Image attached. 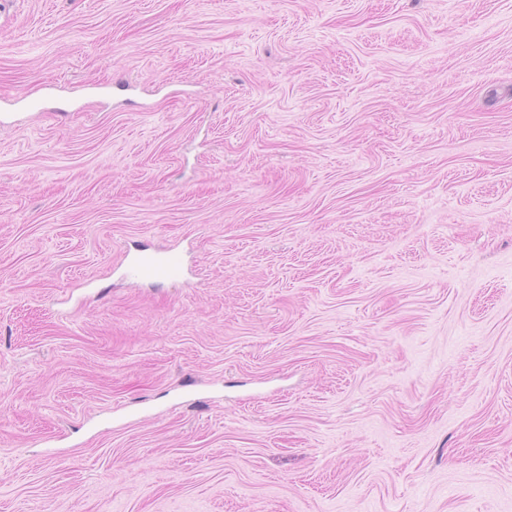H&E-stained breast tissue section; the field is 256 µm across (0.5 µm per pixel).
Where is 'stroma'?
<instances>
[{
	"instance_id": "obj_1",
	"label": "stroma",
	"mask_w": 512,
	"mask_h": 512,
	"mask_svg": "<svg viewBox=\"0 0 512 512\" xmlns=\"http://www.w3.org/2000/svg\"><path fill=\"white\" fill-rule=\"evenodd\" d=\"M53 505L512 512V0H9L0 512ZM181 264L174 255H162L147 248L137 249L128 260L125 277L137 281H167L177 277Z\"/></svg>"
}]
</instances>
